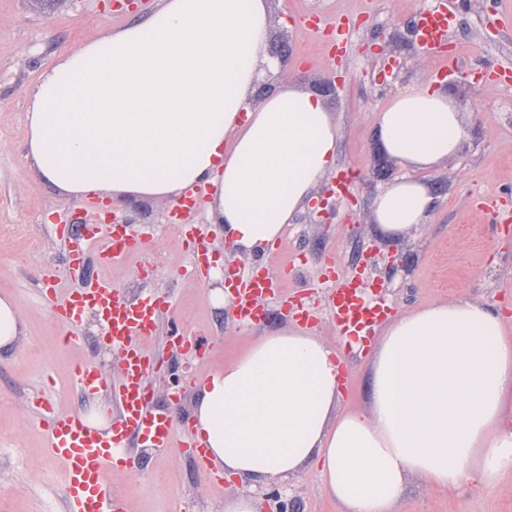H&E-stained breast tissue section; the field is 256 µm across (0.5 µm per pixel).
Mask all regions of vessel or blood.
Returning <instances> with one entry per match:
<instances>
[{
	"label": "vessel or blood",
	"instance_id": "b4317fda",
	"mask_svg": "<svg viewBox=\"0 0 512 512\" xmlns=\"http://www.w3.org/2000/svg\"><path fill=\"white\" fill-rule=\"evenodd\" d=\"M301 20L307 30L325 41V61L345 57L352 21L339 16L330 18L318 11L303 13ZM458 24V13L453 7L421 11L414 21L415 41L424 52H441L448 32ZM202 193V188L192 189L184 204L170 214L171 222L180 225L184 232V247L193 259V274L199 279L205 275L210 254L209 243L192 218ZM55 234L65 246L66 262L71 267L86 265L83 244L87 241L101 242L97 259L103 268L120 265L128 257L147 250L144 238L116 228L105 232L97 224L84 225L79 231L59 224ZM323 278L335 284L328 309L339 335H372L375 327L393 311L392 305L384 300L365 299L368 283L362 273H347L331 264ZM57 281L55 271H47L41 303L52 318L62 323L64 344L70 348L82 345L83 338L75 329L84 313L91 311L103 324L113 349L121 355L119 376L114 380L82 360L67 367L70 377L83 391L106 393L110 401L103 410L117 412L118 417L112 423L111 434L106 435L89 427L81 411L64 412L50 400L36 396L31 400L34 424L46 436L49 457L63 468L69 512H130L126 496L112 488L107 479L117 462L115 449L126 447L129 439H140L147 448H177L200 464L208 462L202 438L190 426L175 428L171 409L157 408L152 403L150 380L160 370L162 360L151 342L160 333L161 316L169 301L162 295L136 299L124 296L104 277L93 278L80 289L58 287ZM278 286V277L266 272L239 279L232 286L235 319L254 321L266 301L277 295ZM282 302L302 327L316 325V316L301 297L286 296ZM168 338L173 345L198 358L209 355L208 343L185 334L181 328L169 330Z\"/></svg>",
	"mask_w": 512,
	"mask_h": 512
}]
</instances>
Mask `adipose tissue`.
<instances>
[{
  "mask_svg": "<svg viewBox=\"0 0 512 512\" xmlns=\"http://www.w3.org/2000/svg\"><path fill=\"white\" fill-rule=\"evenodd\" d=\"M268 0H162L158 10L61 54L31 91L28 156L55 188L180 203L198 184L216 233L269 247L336 165L322 99L283 83L255 97ZM387 153L427 169L453 156L464 117L432 82L373 116ZM434 199L413 179L382 188L381 231L425 223ZM282 329L203 382L193 426L226 477L286 480L314 466L344 512H393L415 475L443 490L495 486L512 471V336L500 311L465 297L398 315L371 363L369 411H340L342 350Z\"/></svg>",
  "mask_w": 512,
  "mask_h": 512,
  "instance_id": "1",
  "label": "adipose tissue"
}]
</instances>
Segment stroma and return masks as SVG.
Instances as JSON below:
<instances>
[{"label": "stroma", "mask_w": 512, "mask_h": 512, "mask_svg": "<svg viewBox=\"0 0 512 512\" xmlns=\"http://www.w3.org/2000/svg\"><path fill=\"white\" fill-rule=\"evenodd\" d=\"M314 2L357 22L346 65L328 67L319 40L301 28L297 15L304 0H271L268 35L287 33L291 65L269 81L293 82L309 91L323 80H335L337 95L325 106L338 125L336 170L315 187L308 206L275 241L270 271L292 264L282 289L315 295L320 291L319 272L328 261L347 265L357 248L376 256L392 255L398 267L383 275L381 282L396 313L464 296L498 308L512 335V223H491L475 206L476 200L490 197L501 211L512 212V81L490 82L500 68L512 67V27L489 22L486 0H457L463 20L450 33L446 50L459 56L463 70L445 78L441 87L467 118V136L453 157L432 169L396 162L378 171L374 112L424 80L437 65L436 59L415 53L409 34L418 5L429 6L434 0ZM159 3L145 0L117 15L110 0H66L64 7L51 13L35 9L31 0H0V295L14 299L24 323L13 350L0 356V512H68L63 471L47 457L42 432L29 423V397L49 390L61 407L86 412L103 399L87 398L71 387L68 363L81 357L110 377L119 373V355L94 314L84 316L80 332L85 342L72 351L61 342L60 324L39 301L41 278L48 268H60L63 286L80 285L73 271L62 267L54 225L68 223L76 211L86 223H95L96 218L90 198L59 191L32 169L26 151L30 91L61 53L125 26ZM349 168L358 172V180L337 199L329 223H318L321 196L339 172ZM401 177L425 183L435 205L425 224L386 237L374 222L373 199L379 189ZM171 210V204L160 197L125 196L116 211L127 218V233L147 237L149 252L108 268L105 274L127 296L165 295L173 305V319L209 340L212 352L202 366L171 348L166 334L153 342L164 363L176 365L180 373L205 378L244 352L255 336L292 327L293 321L269 302L256 326L242 328L230 312L210 300L209 293L220 287V280L178 276L176 267L189 264L190 257L180 227L169 221ZM198 222L208 232L213 267L227 266L235 272L256 267L250 255L230 250L213 232L206 208H199ZM19 225L40 240L41 249L25 251L15 233ZM149 262L158 265V272L141 277L139 266ZM377 344L373 338L360 351L345 347L343 409L367 408L371 354ZM130 453L142 470L141 478L126 479L120 468L110 477L113 486L131 499L133 512H175L182 500L192 502L194 512H224L225 498L243 487L236 479L225 480L219 489L210 487L207 476L176 448L162 453L136 442ZM280 489L298 497L300 512H340L314 468L301 470ZM397 512H512V472L494 487L465 492L440 490L410 478Z\"/></svg>", "instance_id": "35a3bbf8"}]
</instances>
